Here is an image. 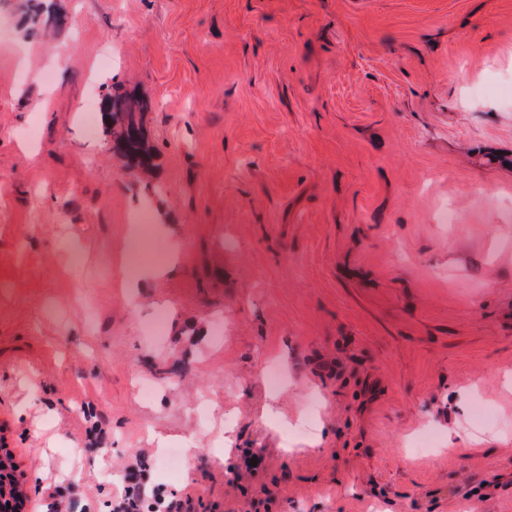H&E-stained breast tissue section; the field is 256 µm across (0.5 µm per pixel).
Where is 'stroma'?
<instances>
[{"label": "stroma", "instance_id": "obj_1", "mask_svg": "<svg viewBox=\"0 0 512 512\" xmlns=\"http://www.w3.org/2000/svg\"><path fill=\"white\" fill-rule=\"evenodd\" d=\"M496 82L512 0H0V448L28 512H111L129 478L192 512H512V100L468 92ZM143 205L173 254L131 305ZM160 435L196 449L177 480ZM123 125L116 134L126 157L143 169L148 168V154L143 147L139 125L136 122L135 112H124Z\"/></svg>", "mask_w": 512, "mask_h": 512}]
</instances>
